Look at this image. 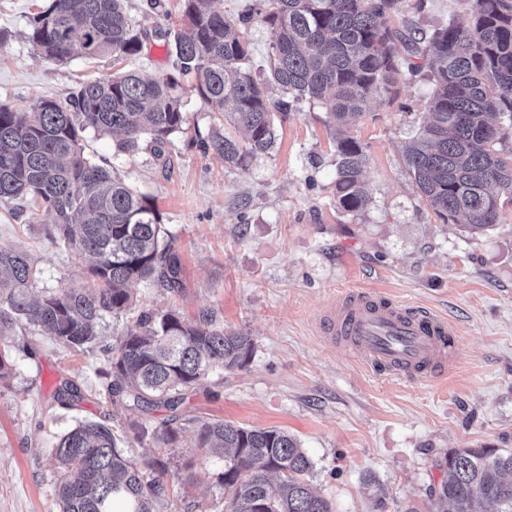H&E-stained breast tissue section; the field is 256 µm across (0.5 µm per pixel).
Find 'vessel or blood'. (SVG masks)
I'll return each mask as SVG.
<instances>
[{"instance_id":"obj_1","label":"vessel or blood","mask_w":512,"mask_h":512,"mask_svg":"<svg viewBox=\"0 0 512 512\" xmlns=\"http://www.w3.org/2000/svg\"><path fill=\"white\" fill-rule=\"evenodd\" d=\"M319 332L344 341L373 373L398 381L442 379L457 366L460 336L446 316L384 296H346L323 312Z\"/></svg>"}]
</instances>
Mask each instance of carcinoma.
<instances>
[{
	"label": "carcinoma",
	"instance_id": "carcinoma-1",
	"mask_svg": "<svg viewBox=\"0 0 512 512\" xmlns=\"http://www.w3.org/2000/svg\"><path fill=\"white\" fill-rule=\"evenodd\" d=\"M399 0H260L256 14L230 18L209 0H184L186 28L168 31L173 72L159 79L135 73L82 83L63 99L41 98L17 112L0 105V205L27 203L30 216L53 217L47 233L85 263L93 286L36 287L34 265L21 250L0 249V304L4 324L23 320L63 346L96 348L106 317L130 310L129 286L157 280L181 286V263L166 241L152 199L92 157L82 139L89 132L121 135L118 151L165 146L187 123L182 81L229 126L243 129L241 142L217 128L204 149L240 169L276 145L275 121L306 102L322 105L333 124L363 115L370 99L392 91L399 63L396 43L409 53V75L433 85L424 108L429 122L405 150V162L422 196L444 223L465 219L472 232L496 226L501 200L512 202V151L503 154L512 122V0H473L472 21L448 24L430 35L396 29ZM270 29L271 51L256 74L244 37L254 16ZM28 40L60 63L112 55L116 62L138 54L142 40L128 21L124 0H49L32 21ZM367 157L352 137L336 142V205L365 210L370 197L362 179ZM253 341L241 331L208 321L189 322L170 310L143 313L107 348V392L115 406L147 413L162 407L158 425L136 420L118 435L103 422H80L50 449L58 473L59 512H158L169 500L170 460H138L120 447L128 436L168 445L179 431L187 391L214 373L243 368ZM68 408L83 398L73 381L55 391ZM197 424V440L224 461L220 480L224 512H333L308 480L313 462L298 439L278 428H248L224 420ZM445 477L428 488V512H512V449L451 448L436 460Z\"/></svg>",
	"mask_w": 512,
	"mask_h": 512
}]
</instances>
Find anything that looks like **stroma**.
Instances as JSON below:
<instances>
[{
    "label": "stroma",
    "instance_id": "35a3bbf8",
    "mask_svg": "<svg viewBox=\"0 0 512 512\" xmlns=\"http://www.w3.org/2000/svg\"><path fill=\"white\" fill-rule=\"evenodd\" d=\"M47 0H0V103L25 110L41 97H65L115 69L144 76L169 72L163 32L179 28L183 0H126L142 51L114 67L111 57L58 64L42 58L26 35ZM470 0H400L397 23L424 33L468 22ZM429 82L401 77L376 98L347 134L363 146L371 198L348 215L336 207V146L328 114L304 105L276 126L277 144L246 168L204 150L214 117L186 92L188 122L165 160L150 151L116 154L112 136L87 133L86 154L105 158L156 204L182 264L183 286L170 292L133 285L134 304L108 320L114 343L143 313L174 310L209 318L251 336L241 369L210 378L189 393V422L164 453L172 459L165 512H224L223 466L197 446L194 419L277 427L300 440L314 468L310 482L335 512H424L430 485L443 474L436 458L451 448H512V204L492 229L442 223L408 173L403 148L427 120ZM39 222L0 205V248L30 252L39 287L86 280L79 257L46 237ZM347 292L390 297L447 315L459 327L455 371L446 379L406 384L367 371L345 347L320 336L322 312ZM11 372L0 379V512H58V479L49 451L76 421L159 424V408L136 416L112 406L100 350L76 352L25 322L0 332ZM84 399L58 404L61 381Z\"/></svg>",
    "mask_w": 512,
    "mask_h": 512
}]
</instances>
